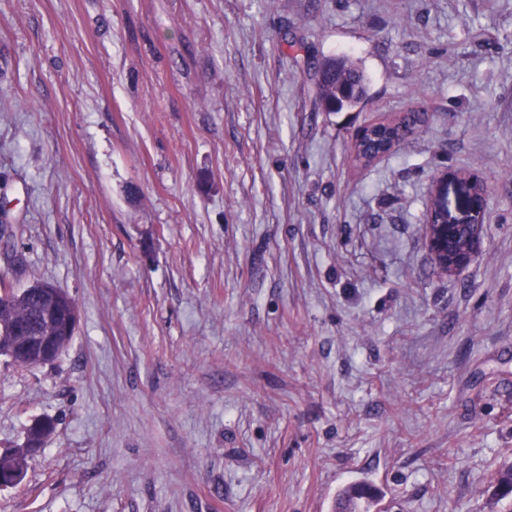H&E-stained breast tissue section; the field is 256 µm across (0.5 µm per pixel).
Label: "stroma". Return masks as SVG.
Here are the masks:
<instances>
[{"label": "stroma", "mask_w": 512, "mask_h": 512, "mask_svg": "<svg viewBox=\"0 0 512 512\" xmlns=\"http://www.w3.org/2000/svg\"><path fill=\"white\" fill-rule=\"evenodd\" d=\"M348 55L327 112L305 61ZM427 121L367 167L353 132ZM482 252L423 245L435 177ZM0 275L79 324L0 357V512H503L512 463V0H0ZM311 80L314 88L315 102H320L327 112H339L344 108H354L361 104L366 95V77L362 68L348 57L327 58L315 64H309ZM324 66L317 79V68ZM340 71L341 86L350 84L352 91L347 95H339L336 82L329 83L326 73ZM448 182L464 183L468 189L465 204L456 206L454 210L448 200ZM431 201L444 204L448 216L439 217L437 222L430 219L428 224H423L424 249L441 275H457L467 269L482 251L488 207L487 185L475 176L448 170L438 176ZM462 232L468 235L471 247L459 250L457 241ZM33 457L28 454H17L12 457L0 458V488H12L20 485L22 479L14 472L2 469H16L20 474H25L29 460ZM371 488L363 484H354L345 489L338 497L336 504L344 507L336 508V512H357L358 502L364 498H371Z\"/></svg>", "instance_id": "stroma-1"}]
</instances>
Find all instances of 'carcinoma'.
<instances>
[{
    "label": "carcinoma",
    "instance_id": "carcinoma-1",
    "mask_svg": "<svg viewBox=\"0 0 512 512\" xmlns=\"http://www.w3.org/2000/svg\"><path fill=\"white\" fill-rule=\"evenodd\" d=\"M314 99L328 112H339L344 108H354L361 104L366 95V77L362 68L347 57H332L310 65ZM417 110L411 109L396 118L386 120L375 127L380 136L378 145L363 144L356 149L355 160L368 165L376 158L378 151L388 152L419 126ZM48 284L35 282L25 288L3 287L0 293V355L15 357L27 362L30 353L18 348L19 337L38 336L41 331H50L42 326L39 314L40 303L33 300V290L46 288ZM31 456L21 453L12 457L0 458V469H15L26 472ZM495 488L502 497L512 496V465L496 472ZM372 497L371 488L354 484L338 497L341 507L336 512H357L358 502Z\"/></svg>",
    "mask_w": 512,
    "mask_h": 512
}]
</instances>
